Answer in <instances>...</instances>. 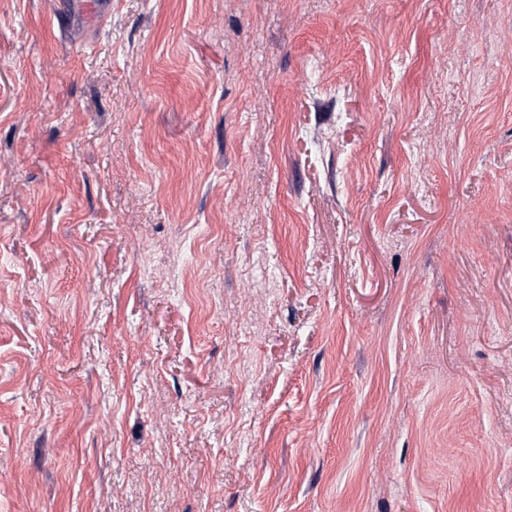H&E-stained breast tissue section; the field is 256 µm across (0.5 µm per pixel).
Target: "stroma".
<instances>
[{
    "instance_id": "obj_1",
    "label": "stroma",
    "mask_w": 512,
    "mask_h": 512,
    "mask_svg": "<svg viewBox=\"0 0 512 512\" xmlns=\"http://www.w3.org/2000/svg\"><path fill=\"white\" fill-rule=\"evenodd\" d=\"M0 0V512H512V0ZM54 7L59 26L68 29L77 15L103 23L112 12V0H57Z\"/></svg>"
}]
</instances>
